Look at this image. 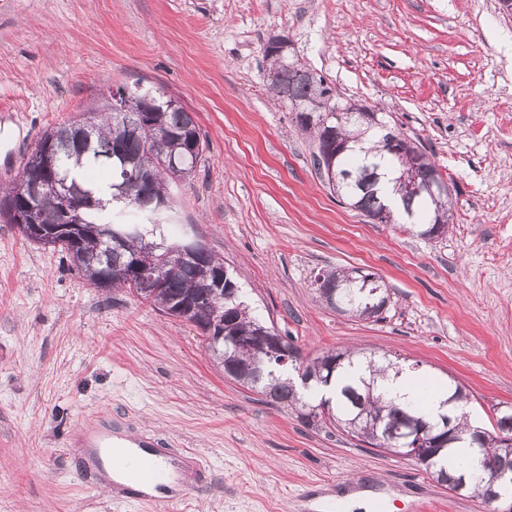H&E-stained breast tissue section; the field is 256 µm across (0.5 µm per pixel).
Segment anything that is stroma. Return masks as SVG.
<instances>
[{
	"label": "stroma",
	"instance_id": "1",
	"mask_svg": "<svg viewBox=\"0 0 512 512\" xmlns=\"http://www.w3.org/2000/svg\"><path fill=\"white\" fill-rule=\"evenodd\" d=\"M344 100L388 113L447 178L455 223L425 241L372 222L316 174L267 93L271 37ZM178 98L207 144L173 184L260 318L303 356L356 347L455 381L481 426L512 409V14L499 0H0V185L46 128L103 91ZM382 277L381 320L328 309L322 269ZM198 456L177 512H488L411 460L303 424L225 377L198 328L89 286L0 221V512H157L106 483L74 436L101 411Z\"/></svg>",
	"mask_w": 512,
	"mask_h": 512
}]
</instances>
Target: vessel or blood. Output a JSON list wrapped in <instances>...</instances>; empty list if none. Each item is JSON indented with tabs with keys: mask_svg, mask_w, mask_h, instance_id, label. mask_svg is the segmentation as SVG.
<instances>
[{
	"mask_svg": "<svg viewBox=\"0 0 512 512\" xmlns=\"http://www.w3.org/2000/svg\"><path fill=\"white\" fill-rule=\"evenodd\" d=\"M77 442L91 458H104L112 471L132 472L138 480L154 486V503L159 508L178 503L181 494L171 490L169 474L154 458V440L141 434L127 433L111 417L103 416L85 427Z\"/></svg>",
	"mask_w": 512,
	"mask_h": 512,
	"instance_id": "vessel-or-blood-1",
	"label": "vessel or blood"
}]
</instances>
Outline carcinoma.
Listing matches in <instances>:
<instances>
[{
  "instance_id": "1",
  "label": "carcinoma",
  "mask_w": 512,
  "mask_h": 512,
  "mask_svg": "<svg viewBox=\"0 0 512 512\" xmlns=\"http://www.w3.org/2000/svg\"><path fill=\"white\" fill-rule=\"evenodd\" d=\"M273 98L290 107L300 128L312 134L316 147L314 166L326 160V155L336 157L335 166L343 176L336 193L350 207L371 219L379 217L380 223L390 224L412 236L433 241L438 236L427 233L429 225H438L448 231L453 216L450 196L436 200L417 198L401 200L402 211L395 212L389 192L396 189L403 178L406 165L413 167L414 178L425 183L433 177L435 162L430 157L416 159L408 153L395 152L385 142L394 135L404 143L419 148L417 141L396 127L383 131L368 130L356 118L342 111L346 106L323 78L301 63L285 59L278 64L272 79L266 80ZM119 96L121 112L112 111L110 99L81 112L90 120L88 137L82 139L73 131L76 118L47 129L40 143L50 145L49 151L33 169L40 178H56L60 189L81 203L72 212V223L79 224L83 232L71 238L57 233L46 245L58 250L69 259L71 267L94 288L134 289L138 271L154 269L161 250L147 249V243H164L167 236L164 226L172 223L174 201L169 191L170 183L184 180L195 171L206 150L191 112L183 107L172 108L160 93L139 85L120 86L112 91ZM143 115L146 121L126 130V121ZM375 136L374 146L354 147L336 153V142H354L368 133ZM167 147L176 154L179 170L170 169L156 147ZM129 162L141 169L144 178L136 184L135 197L141 206L123 211L112 206H100V193L115 194V186L123 183L122 165ZM26 186L15 181L0 192V218L8 224L15 220L8 216V208L18 204ZM59 203L52 197L39 208V224L47 232L62 226ZM214 267L224 265L216 254H207L194 264H186L176 272L165 273L154 295L144 294L163 312L171 311L174 318L191 322L201 330L203 342L221 366L230 364L236 376L232 380L265 397L270 404H283L300 413V419L311 424L323 413H328L353 437L398 454L401 448L415 443L406 439L413 429L429 432L431 447L437 454L424 466L438 483L454 488L466 482L471 492L480 494L485 488V472L477 466L471 472H460L450 467L453 449L466 446L491 444L497 432L512 436V415H497V430L487 432L473 443L479 426L460 410L432 412L408 403L385 400L375 391V378L392 370L399 374L403 367L389 360H380L359 350L327 352L301 363L304 373L316 379L332 376V383L341 385L336 400L313 405L299 393L288 388V366L266 359V345L234 346L221 338L219 326L212 325L215 311L224 312L229 335L256 336L263 327L271 333L277 329L253 314L242 297H209L210 289L197 278L198 264ZM378 280L382 291L370 293L366 280ZM318 297L328 308L361 318H380L385 310L388 290L381 277L360 269L334 270L317 273L314 277Z\"/></svg>"
}]
</instances>
